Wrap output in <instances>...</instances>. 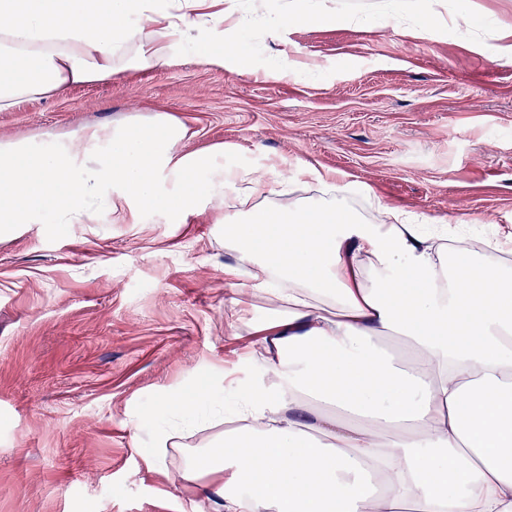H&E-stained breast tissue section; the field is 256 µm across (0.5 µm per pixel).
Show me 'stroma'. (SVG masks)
Segmentation results:
<instances>
[{
	"label": "stroma",
	"instance_id": "obj_1",
	"mask_svg": "<svg viewBox=\"0 0 512 512\" xmlns=\"http://www.w3.org/2000/svg\"><path fill=\"white\" fill-rule=\"evenodd\" d=\"M288 3L258 15L237 0L224 37L255 44L224 66L197 47L23 101L0 112V142L169 114L184 150L225 146V164L298 199L317 195L306 163L352 183L344 205L365 216L374 197L471 235L512 228V64L493 59L512 0H437L423 40L381 0H340L351 25L283 22ZM461 9L476 27L451 26ZM234 261L214 214L172 224L162 204L139 224H26L0 241V512H212L150 471L154 444L134 425L212 369H264L230 303Z\"/></svg>",
	"mask_w": 512,
	"mask_h": 512
}]
</instances>
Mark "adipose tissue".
<instances>
[{
  "mask_svg": "<svg viewBox=\"0 0 512 512\" xmlns=\"http://www.w3.org/2000/svg\"><path fill=\"white\" fill-rule=\"evenodd\" d=\"M206 2L0 0V112L169 63ZM186 136L163 114L0 143L1 241L48 211L69 229L136 224L162 198L180 216L220 211L224 273L247 279L231 305L267 361L156 402L162 449L184 421L237 423L188 451L182 479L218 512H512V267L380 200L350 213L349 184L314 168L319 200L259 203L223 146L179 151ZM258 293L275 305L262 317Z\"/></svg>",
  "mask_w": 512,
  "mask_h": 512,
  "instance_id": "adipose-tissue-1",
  "label": "adipose tissue"
}]
</instances>
